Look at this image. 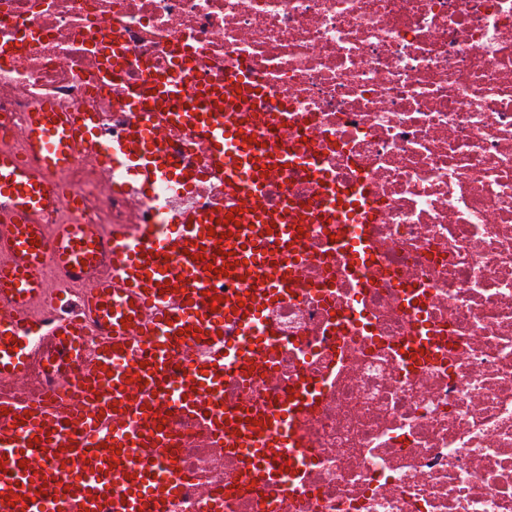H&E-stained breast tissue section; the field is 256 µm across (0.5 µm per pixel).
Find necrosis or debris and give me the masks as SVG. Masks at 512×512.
Segmentation results:
<instances>
[{"label":"necrosis or debris","instance_id":"obj_1","mask_svg":"<svg viewBox=\"0 0 512 512\" xmlns=\"http://www.w3.org/2000/svg\"><path fill=\"white\" fill-rule=\"evenodd\" d=\"M243 63L267 149L313 161L269 177L268 201L312 221L294 282L263 307L261 364L219 398L248 416L305 388L299 456L278 484L248 483L176 414L175 454L155 462L180 477L164 512H512V0H0V142L44 101L84 112L100 147L53 178L75 224L231 209L182 128L160 144L184 178L121 155L143 118L122 101ZM362 209L370 259L337 235Z\"/></svg>","mask_w":512,"mask_h":512}]
</instances>
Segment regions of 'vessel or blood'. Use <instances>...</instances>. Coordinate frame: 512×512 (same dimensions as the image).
Returning a JSON list of instances; mask_svg holds the SVG:
<instances>
[{"label":"vessel or blood","instance_id":"vessel-or-blood-1","mask_svg":"<svg viewBox=\"0 0 512 512\" xmlns=\"http://www.w3.org/2000/svg\"><path fill=\"white\" fill-rule=\"evenodd\" d=\"M149 96H132L128 111L148 118L129 129L128 150H151L158 139L155 112L201 141L224 191L241 203L226 210L183 213L176 225L115 230L106 224H46L62 207L48 175L64 171L75 145L88 137L78 113L44 106L23 129L24 149L0 148V512H142L161 495H174L179 477L150 468L168 445L171 412L206 415L234 449L245 475L277 456L295 462L293 412L268 410L263 428L246 424L216 397L228 372L252 362L251 351L230 354L220 332L233 322L246 336L263 337L261 294L286 286L279 256L294 243L303 215L270 209L264 185L270 172L306 163L285 150L251 141L245 114L261 105L249 67L206 85L155 81ZM84 289L76 319L51 317V281ZM237 283L219 301L218 283ZM96 336L77 345L80 331ZM198 340L206 361L175 376L176 349ZM76 364L77 381L62 372ZM48 395L33 402L17 385L34 369ZM138 455L141 465L130 464Z\"/></svg>","mask_w":512,"mask_h":512}]
</instances>
